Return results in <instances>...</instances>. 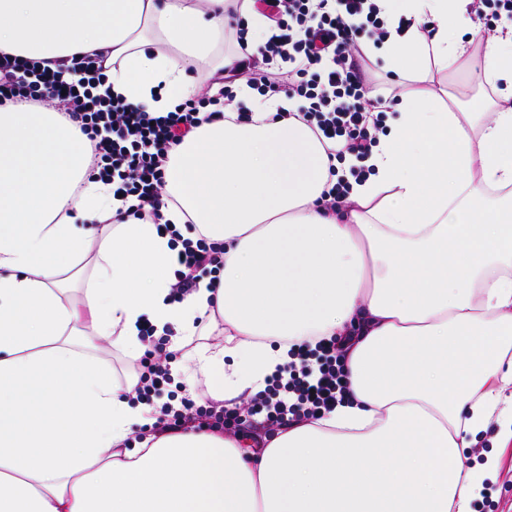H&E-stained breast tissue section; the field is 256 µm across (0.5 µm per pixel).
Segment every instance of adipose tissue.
<instances>
[{
  "label": "adipose tissue",
  "mask_w": 512,
  "mask_h": 512,
  "mask_svg": "<svg viewBox=\"0 0 512 512\" xmlns=\"http://www.w3.org/2000/svg\"><path fill=\"white\" fill-rule=\"evenodd\" d=\"M379 5L413 23L382 56L416 87L333 211L326 148L282 93L240 86L250 120L169 149L158 225L90 175L68 116L0 106V512H475L496 464L467 466L474 437L495 422L512 442V27L476 66L486 121L428 87L468 53L470 0ZM229 22L224 0H0V52L102 50L113 96L171 112L232 67ZM188 221L223 265L177 301L161 226ZM146 324L185 394L202 376L219 403L263 389L291 344L359 326L350 395L257 454L228 432L134 440L163 402L97 348L140 357Z\"/></svg>",
  "instance_id": "obj_1"
}]
</instances>
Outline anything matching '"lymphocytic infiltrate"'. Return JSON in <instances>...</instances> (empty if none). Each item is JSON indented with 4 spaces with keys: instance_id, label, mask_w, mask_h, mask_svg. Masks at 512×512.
Here are the masks:
<instances>
[{
    "instance_id": "obj_1",
    "label": "lymphocytic infiltrate",
    "mask_w": 512,
    "mask_h": 512,
    "mask_svg": "<svg viewBox=\"0 0 512 512\" xmlns=\"http://www.w3.org/2000/svg\"><path fill=\"white\" fill-rule=\"evenodd\" d=\"M241 2L227 0L225 6L234 19L224 31L237 57L231 75L214 74L208 87L176 111L160 115L112 97L104 87L102 54L97 50L74 54L53 68L1 52L0 104L19 97L55 107L77 122L89 137L93 170L111 181L114 197L128 203L131 214L142 220H160L162 207L173 201L164 190L167 150L202 119L223 117L232 80L246 79L263 96L285 93L297 100L300 117L316 136L342 141L344 152L367 158L381 128L373 109L382 98L363 82L359 65L367 60L366 43H382L391 30L375 0H262L272 33L259 46L252 44L244 22L237 19ZM166 230L182 244L172 286L173 295L182 298L196 290L201 279L218 273L220 262L205 237L182 239L171 224ZM352 341L348 335L314 349H294L286 376L272 377L263 395L232 409L209 405L205 388H198L197 398H182L176 408L163 406L154 429H220L259 408L274 432L332 411L346 396L341 360ZM168 360L162 351L145 350L137 362L138 397L160 395L169 380Z\"/></svg>"
}]
</instances>
